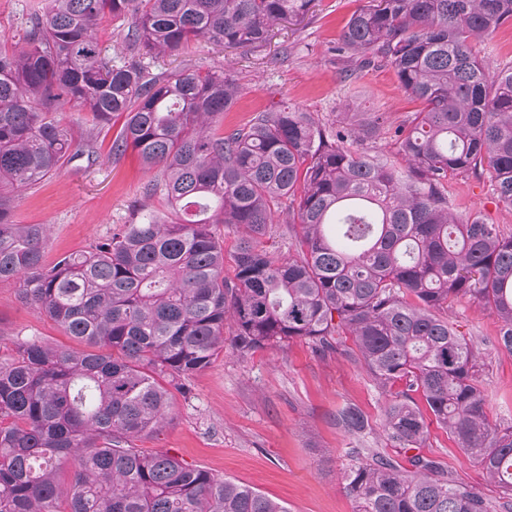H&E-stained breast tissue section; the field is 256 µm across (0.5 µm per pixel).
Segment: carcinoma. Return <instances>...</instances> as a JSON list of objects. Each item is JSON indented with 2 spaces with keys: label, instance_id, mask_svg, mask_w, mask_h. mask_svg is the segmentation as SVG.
<instances>
[{
  "label": "carcinoma",
  "instance_id": "obj_1",
  "mask_svg": "<svg viewBox=\"0 0 512 512\" xmlns=\"http://www.w3.org/2000/svg\"><path fill=\"white\" fill-rule=\"evenodd\" d=\"M313 3L41 0L0 43V282L92 347L29 341L0 363V512H289L134 442L159 432L171 389L187 391L224 348L247 357L294 340L362 363L390 394L382 426L409 467L351 449L342 485L356 512H512V425L489 419L479 352L448 320L450 302L484 306L512 354V233L448 199L452 179L487 169L512 205V66L490 72L473 52L512 22V0H366L352 13L345 77L388 65L419 104L391 157L366 148L383 114L337 131L284 105L220 133L238 94L231 74L150 66L195 41L257 48ZM108 14L132 18L118 60L98 38ZM68 104L90 114L88 129L63 122ZM118 121L110 155L131 147L159 169L144 194L165 212L138 208L107 238L47 259L46 225L15 223L4 189L95 163L97 133ZM284 210L295 254L281 257L265 238ZM216 224L242 232L230 279ZM333 420L350 435L370 428L353 405ZM433 423L497 485V503L409 454Z\"/></svg>",
  "mask_w": 512,
  "mask_h": 512
}]
</instances>
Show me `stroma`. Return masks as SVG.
<instances>
[{"instance_id":"35a3bbf8","label":"stroma","mask_w":512,"mask_h":512,"mask_svg":"<svg viewBox=\"0 0 512 512\" xmlns=\"http://www.w3.org/2000/svg\"><path fill=\"white\" fill-rule=\"evenodd\" d=\"M360 0H316L302 23L278 25L272 38L251 50L224 48L206 41L161 58L162 67L221 68L235 76L240 94L220 127L246 124L259 112L287 105L313 113L330 125L351 126L383 112L390 128L371 142L372 150L393 153L394 126L418 108L401 89L391 67L368 70L357 80L343 79L340 33ZM101 145L97 161L61 165L37 186L14 193L12 214L19 224L49 228L48 254L84 249L105 238L113 225L127 222L133 205L159 209L145 197L154 172L145 170L135 151L112 158ZM448 191L456 212L481 214L512 233V208L497 200L490 173L466 174ZM457 328L480 349L491 420L512 423V354L497 349L500 323L483 307L464 300L448 309ZM36 339L52 347L78 349V342L38 309L26 304L11 283H0V362L16 342ZM186 392H174L172 420L140 441L146 451L167 450L212 475L255 488L285 503L291 512H355L344 492L341 468L352 448L384 454L394 449L381 426L388 399L364 366L343 355H317L311 345L293 341L242 358L224 351L191 376ZM353 404L369 419V430L352 436L336 429L331 416ZM458 483L498 500L500 490L439 428H431L422 449Z\"/></svg>"}]
</instances>
